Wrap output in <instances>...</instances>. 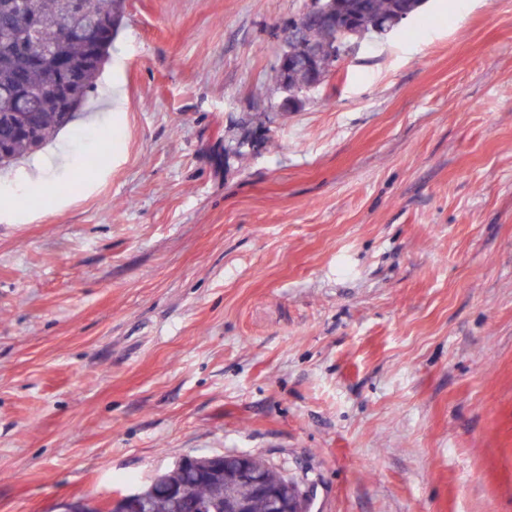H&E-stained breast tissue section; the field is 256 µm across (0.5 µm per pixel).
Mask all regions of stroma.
Here are the masks:
<instances>
[{
  "label": "stroma",
  "instance_id": "stroma-1",
  "mask_svg": "<svg viewBox=\"0 0 512 512\" xmlns=\"http://www.w3.org/2000/svg\"><path fill=\"white\" fill-rule=\"evenodd\" d=\"M312 2L125 0L52 202L0 167V512L225 453L309 512H512V0H423L290 112Z\"/></svg>",
  "mask_w": 512,
  "mask_h": 512
}]
</instances>
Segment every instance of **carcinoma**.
Segmentation results:
<instances>
[{"label": "carcinoma", "mask_w": 512, "mask_h": 512, "mask_svg": "<svg viewBox=\"0 0 512 512\" xmlns=\"http://www.w3.org/2000/svg\"><path fill=\"white\" fill-rule=\"evenodd\" d=\"M338 19L353 18L354 41L378 30H394L402 15H411L421 0H324ZM109 19L102 28L99 64H92L94 51L77 35L92 16ZM123 16V0H32V8L22 10L14 0H0V152L5 164L25 153L41 149L56 131L76 118V111L96 85L102 64ZM38 21L42 36L23 41L20 34ZM330 33L318 22L299 30L307 45L321 46ZM313 80L310 72L291 70L288 83L294 90L290 100L301 103L305 86ZM21 96L32 98L31 118L21 122L16 104ZM190 496L224 512V483L213 478L193 484Z\"/></svg>", "instance_id": "carcinoma-1"}]
</instances>
